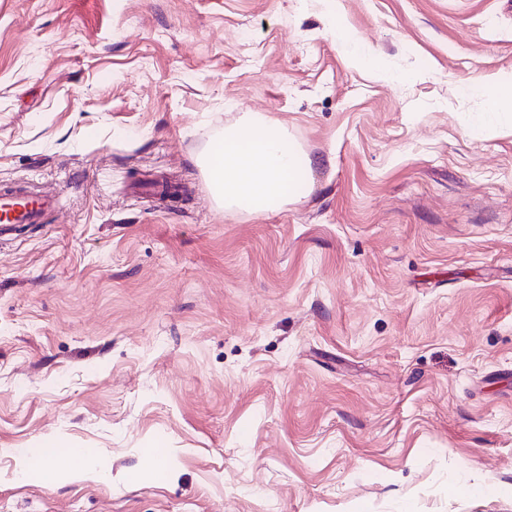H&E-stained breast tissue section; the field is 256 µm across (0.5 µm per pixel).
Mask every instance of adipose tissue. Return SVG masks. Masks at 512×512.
<instances>
[{
	"instance_id": "ef3b65f1",
	"label": "adipose tissue",
	"mask_w": 512,
	"mask_h": 512,
	"mask_svg": "<svg viewBox=\"0 0 512 512\" xmlns=\"http://www.w3.org/2000/svg\"><path fill=\"white\" fill-rule=\"evenodd\" d=\"M308 156L278 123L243 117L226 129L206 163L215 196L225 209L264 214L305 196Z\"/></svg>"
}]
</instances>
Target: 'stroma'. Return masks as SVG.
<instances>
[{"label":"stroma","mask_w":512,"mask_h":512,"mask_svg":"<svg viewBox=\"0 0 512 512\" xmlns=\"http://www.w3.org/2000/svg\"><path fill=\"white\" fill-rule=\"evenodd\" d=\"M508 83L512 0H0V512H512ZM245 112L299 202L218 204ZM0 198L1 224H36L43 214L56 207L57 198L54 194L31 196L13 194ZM6 214V219L3 216ZM54 448H65L62 444H54ZM54 448H35L28 452V458L31 461L29 470H40L42 477H51L55 480V475H51L49 470V461L54 456Z\"/></svg>","instance_id":"stroma-1"}]
</instances>
